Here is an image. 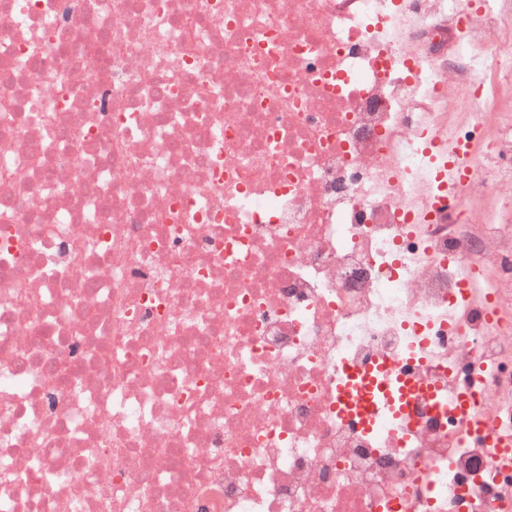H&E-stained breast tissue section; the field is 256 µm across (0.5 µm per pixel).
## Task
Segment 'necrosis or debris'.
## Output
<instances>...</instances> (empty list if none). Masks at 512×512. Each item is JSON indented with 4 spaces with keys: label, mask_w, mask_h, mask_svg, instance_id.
<instances>
[{
    "label": "necrosis or debris",
    "mask_w": 512,
    "mask_h": 512,
    "mask_svg": "<svg viewBox=\"0 0 512 512\" xmlns=\"http://www.w3.org/2000/svg\"><path fill=\"white\" fill-rule=\"evenodd\" d=\"M463 5L0 0V512H512V0ZM470 142L442 146L437 151L439 159V185L442 191L436 198L438 205H450L459 195L472 173ZM437 391L432 388H416L411 379H402L389 394L391 409L396 416H402L407 411V401L411 394H417L425 399H434Z\"/></svg>",
    "instance_id": "necrosis-or-debris-1"
}]
</instances>
